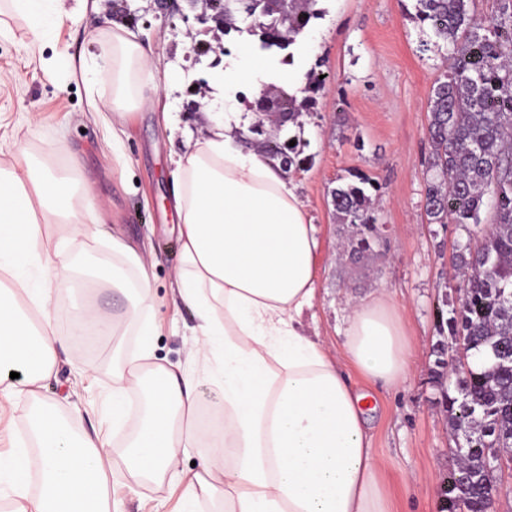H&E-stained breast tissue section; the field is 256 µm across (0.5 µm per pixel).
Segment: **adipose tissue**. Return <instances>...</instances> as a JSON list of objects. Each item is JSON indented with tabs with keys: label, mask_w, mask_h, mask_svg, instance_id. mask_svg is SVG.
<instances>
[{
	"label": "adipose tissue",
	"mask_w": 512,
	"mask_h": 512,
	"mask_svg": "<svg viewBox=\"0 0 512 512\" xmlns=\"http://www.w3.org/2000/svg\"><path fill=\"white\" fill-rule=\"evenodd\" d=\"M64 0H0V35L20 18L32 30L61 20ZM112 69L102 75L112 96L93 115L120 145L122 127L151 104L143 93L157 61L113 23L106 34ZM307 61L285 68L240 44L223 68L206 77L209 101L228 113L200 131L186 130L174 162L173 209L181 302L197 319L196 357L221 354L219 394L224 434L199 417L200 398L179 367L157 361L149 348L121 360L112 380V418L121 420L130 394L147 392L138 434L118 453L99 434H77L53 407H41L30 427L41 460L37 493L29 491L23 448L0 454V506L6 512H123L115 485L182 479L187 449L208 442L186 480L183 507L205 499L224 512H391L389 486L369 436V394L345 375L385 386L404 383L410 349L400 319L385 301H358L336 347L308 335L302 317L314 305L320 260L318 230L278 161L245 146L233 108L259 83L300 86ZM85 178L45 164L0 165V412L21 397L39 401L70 337L48 309L51 291L74 287L65 250L86 235L76 200ZM111 271L95 284L129 289L131 312L151 301L145 255L119 239ZM34 266L43 288L29 286L21 268Z\"/></svg>",
	"instance_id": "obj_1"
}]
</instances>
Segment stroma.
I'll use <instances>...</instances> for the list:
<instances>
[{
    "label": "stroma",
    "mask_w": 512,
    "mask_h": 512,
    "mask_svg": "<svg viewBox=\"0 0 512 512\" xmlns=\"http://www.w3.org/2000/svg\"><path fill=\"white\" fill-rule=\"evenodd\" d=\"M412 0H319L321 17L311 19L297 42L310 71L323 84L313 112L303 115L306 158L288 174L308 217L318 228L321 257L311 334L330 346L341 341L349 299L379 297L396 307L416 360L406 382L376 385L377 406L369 424L371 446L390 479L393 512H441L440 478L456 461V440L435 375L434 351L449 342L441 312L451 311L461 293L453 262L464 228L429 223L425 212L426 175L432 153L426 135L433 85L444 70L439 53L421 52L422 34L407 13ZM40 33L13 21V34L0 37V130L23 140L32 156L55 167L67 165L73 151L89 177L84 220L99 225L100 237L78 238L71 258L96 256L111 267L106 240L118 238L148 260L152 307L146 316L150 337L138 322L122 324L116 340L123 352L149 344L160 361L181 365L202 401L201 412L223 418L216 385L202 361L191 360L196 336L193 312L174 305L172 283L179 263L172 205V161L185 145L180 132L163 128L160 109L132 118L122 138L123 161H112V140L90 114L89 95L109 97V86L75 75L72 61L92 59L109 70L112 55L104 34L112 22L126 24L159 60L152 80L165 85L186 74L169 99L182 127L199 129L209 109L201 80L241 42L258 45L249 32H224L213 21L161 15L153 0H102L99 11H75ZM210 45L198 56L185 36ZM363 174L376 182V215L384 229L370 251L352 253L351 225L338 223L331 192L339 182ZM112 347L72 349L61 358L42 393L78 429L112 438ZM88 367L84 383L77 370ZM124 512H174L181 495L170 485H136L119 492Z\"/></svg>",
    "instance_id": "stroma-1"
}]
</instances>
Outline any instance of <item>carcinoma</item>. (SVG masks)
Segmentation results:
<instances>
[{
  "mask_svg": "<svg viewBox=\"0 0 512 512\" xmlns=\"http://www.w3.org/2000/svg\"><path fill=\"white\" fill-rule=\"evenodd\" d=\"M319 0H213L212 11L230 24L240 16L261 29L260 48H281L268 30H287L295 42L319 15ZM491 15L478 17L475 0H415L413 19L428 25L435 41L423 50L444 51L448 70L437 79L430 99L426 134L432 144L425 188V211L431 224L465 229L488 222L475 245L459 247L462 271L459 307L446 320L450 335L470 337L469 369L452 380L455 395L444 392L449 420L462 443L457 466L444 477L446 512H484L490 479L482 473L486 448H512V0H494ZM321 82L308 78L301 100L285 88L259 96L256 112H286L288 122L314 109ZM281 129L264 140L266 155L284 170L299 169L300 144L280 138ZM371 178L356 176L333 189L336 217L356 227L351 251L371 249L377 217L367 187Z\"/></svg>",
  "mask_w": 512,
  "mask_h": 512,
  "instance_id": "1",
  "label": "carcinoma"
}]
</instances>
